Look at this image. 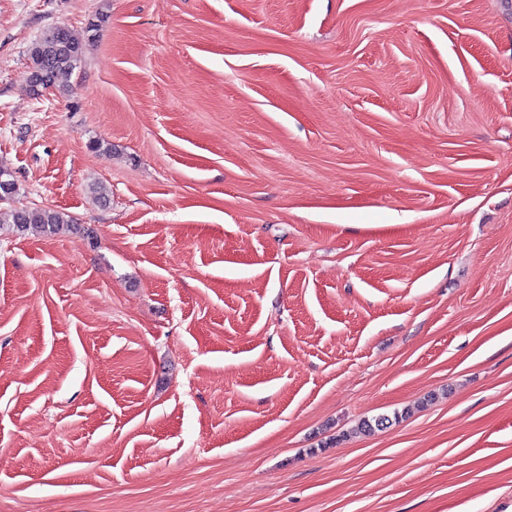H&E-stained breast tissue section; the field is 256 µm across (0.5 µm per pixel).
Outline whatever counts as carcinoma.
Masks as SVG:
<instances>
[{"label": "carcinoma", "mask_w": 512, "mask_h": 512, "mask_svg": "<svg viewBox=\"0 0 512 512\" xmlns=\"http://www.w3.org/2000/svg\"><path fill=\"white\" fill-rule=\"evenodd\" d=\"M103 22L104 18L97 16L88 22L81 33L67 26L51 27L31 42L27 54L33 94L38 95L45 88H55L61 75L80 67L86 40L97 35ZM1 220L13 225L19 235L36 231L43 236H55L72 223L71 217L64 212L39 207H18L5 213L0 212ZM398 418L399 413L396 412L391 417L380 415L363 419L359 422L358 430L370 433L386 427Z\"/></svg>", "instance_id": "1"}]
</instances>
